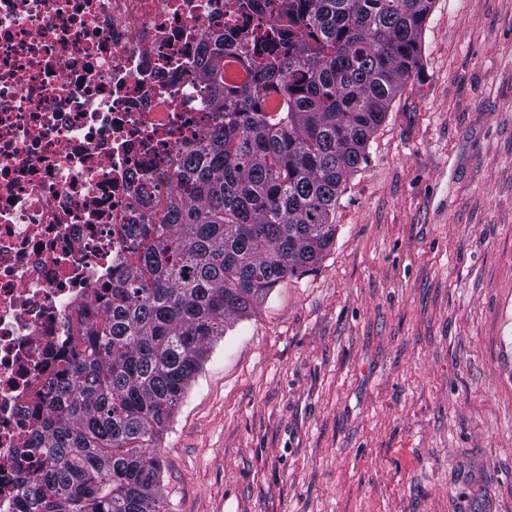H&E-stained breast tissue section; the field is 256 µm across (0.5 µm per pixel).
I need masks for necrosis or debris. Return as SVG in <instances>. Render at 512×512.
Segmentation results:
<instances>
[{
  "instance_id": "4bbe7bcc",
  "label": "necrosis or debris",
  "mask_w": 512,
  "mask_h": 512,
  "mask_svg": "<svg viewBox=\"0 0 512 512\" xmlns=\"http://www.w3.org/2000/svg\"><path fill=\"white\" fill-rule=\"evenodd\" d=\"M285 0H0V512H20L14 461L27 410L81 314H95L149 223L160 171L222 101L198 78L224 36L240 43Z\"/></svg>"
}]
</instances>
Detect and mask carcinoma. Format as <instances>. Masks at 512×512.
I'll use <instances>...</instances> for the list:
<instances>
[{
	"mask_svg": "<svg viewBox=\"0 0 512 512\" xmlns=\"http://www.w3.org/2000/svg\"><path fill=\"white\" fill-rule=\"evenodd\" d=\"M433 0H288L253 58L251 83L218 81L224 38L201 78L224 120L159 176L152 228L80 321L70 353L30 411L20 449L23 512H161L165 429L231 316L288 275L314 269L336 236L341 187L419 68Z\"/></svg>",
	"mask_w": 512,
	"mask_h": 512,
	"instance_id": "1",
	"label": "carcinoma"
}]
</instances>
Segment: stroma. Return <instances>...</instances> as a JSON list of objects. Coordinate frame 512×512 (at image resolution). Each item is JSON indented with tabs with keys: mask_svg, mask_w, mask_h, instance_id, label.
I'll use <instances>...</instances> for the list:
<instances>
[{
	"mask_svg": "<svg viewBox=\"0 0 512 512\" xmlns=\"http://www.w3.org/2000/svg\"><path fill=\"white\" fill-rule=\"evenodd\" d=\"M421 52L155 441L165 512H512V0H434Z\"/></svg>",
	"mask_w": 512,
	"mask_h": 512,
	"instance_id": "obj_1",
	"label": "stroma"
}]
</instances>
